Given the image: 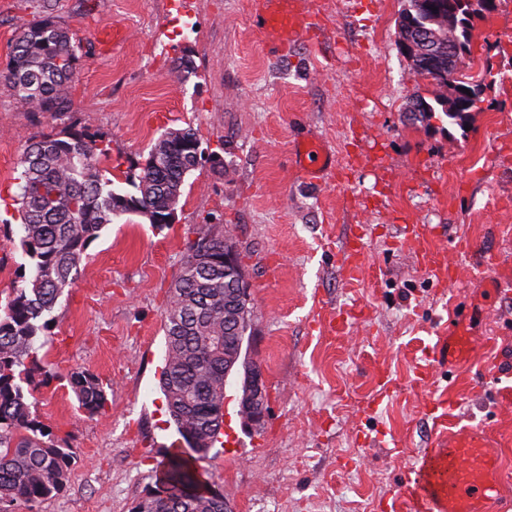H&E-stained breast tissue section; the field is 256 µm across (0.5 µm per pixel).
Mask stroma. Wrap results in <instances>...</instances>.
I'll list each match as a JSON object with an SVG mask.
<instances>
[{
	"label": "stroma",
	"mask_w": 512,
	"mask_h": 512,
	"mask_svg": "<svg viewBox=\"0 0 512 512\" xmlns=\"http://www.w3.org/2000/svg\"><path fill=\"white\" fill-rule=\"evenodd\" d=\"M404 0H314V39L273 50L250 0H52L82 57L65 113L38 111L0 85V300L25 262L8 239L20 158L67 126L111 147L125 188L152 142L193 126L216 156L186 180L173 224L129 215L105 226L56 304L35 412L80 462L64 489L16 512H132L157 485L155 447L179 446L159 378L163 317L185 240L223 225L252 285L242 355L265 373L261 425L239 414L240 379L224 388V442L197 462L231 512H409L405 485L449 421L482 426L512 473V0L477 22L469 74L491 63L467 128L443 114L409 119L438 90L399 50ZM38 0H0V71ZM189 56L193 73L178 72ZM482 75V74H481ZM320 142L335 175L299 177L295 148ZM413 224L447 249L440 281L415 260ZM364 242L366 269L342 256ZM472 252L459 250V241ZM359 310L342 330L325 310ZM467 326L474 353L456 367L433 348ZM84 368L108 406L78 410L66 377Z\"/></svg>",
	"instance_id": "stroma-1"
}]
</instances>
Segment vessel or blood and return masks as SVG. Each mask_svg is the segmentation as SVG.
Returning <instances> with one entry per match:
<instances>
[{"mask_svg":"<svg viewBox=\"0 0 512 512\" xmlns=\"http://www.w3.org/2000/svg\"><path fill=\"white\" fill-rule=\"evenodd\" d=\"M252 15L256 28L275 39L283 50L312 29L308 0H253ZM330 167L319 142H307L300 150L298 169L304 177L319 178ZM420 263L438 279H448L445 248H425ZM466 332L463 324L449 326V363L458 362L466 352ZM406 492L415 512H487L488 505L499 502L502 493L500 458L486 431L469 427L449 433L447 441L438 442L420 458L406 483Z\"/></svg>","mask_w":512,"mask_h":512,"instance_id":"1","label":"vessel or blood"}]
</instances>
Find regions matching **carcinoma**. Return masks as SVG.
Instances as JSON below:
<instances>
[{
  "mask_svg": "<svg viewBox=\"0 0 512 512\" xmlns=\"http://www.w3.org/2000/svg\"><path fill=\"white\" fill-rule=\"evenodd\" d=\"M482 11L454 15L448 0H406L399 39L417 48L420 62L412 72L443 90L435 104L418 98L411 111L428 120L440 111L450 123L465 127L472 107H458L456 91L464 85L477 99L484 91L464 74L466 57L448 60V43L471 47L474 22ZM78 46L49 10L13 39L9 62L0 72L19 100L42 112L65 111L63 90L76 75ZM196 130L188 125L162 134L151 145L146 165L126 176L130 191L114 188L103 162L110 158L102 137L70 126L39 135L26 147L17 177L21 249L31 261L29 273L11 289L0 314V512H16L18 503L35 507L59 493L78 459L36 418L31 401V373L43 382L56 378L39 351L50 345L49 316L65 289L76 280L85 252L101 229L126 215L145 218L154 227L174 212L185 178L198 168ZM164 313L165 364L160 385L168 413L183 445L160 463L159 482L133 512H224V494L196 466L220 434L215 402H224V330L241 321L246 332L250 301L238 312L225 308L234 277L224 272V249L235 247L211 224L193 231ZM79 409L89 415L103 410L107 394L88 370L68 377Z\"/></svg>",
  "mask_w": 512,
  "mask_h": 512,
  "instance_id": "cac0c4a2",
  "label": "carcinoma"
}]
</instances>
